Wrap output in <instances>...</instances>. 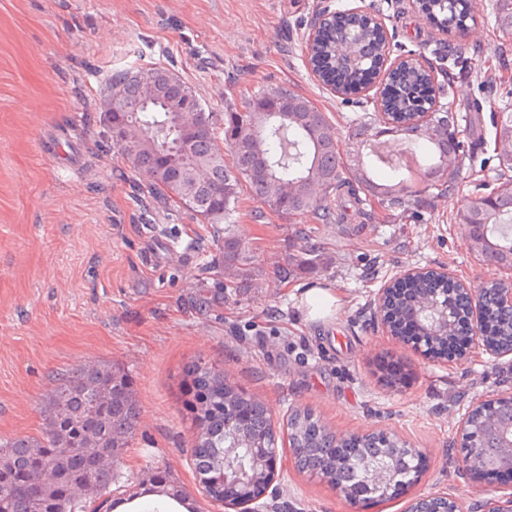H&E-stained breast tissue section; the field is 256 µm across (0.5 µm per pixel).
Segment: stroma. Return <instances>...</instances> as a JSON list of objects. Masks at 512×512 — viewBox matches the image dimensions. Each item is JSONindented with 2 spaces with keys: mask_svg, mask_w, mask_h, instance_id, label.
Returning <instances> with one entry per match:
<instances>
[{
  "mask_svg": "<svg viewBox=\"0 0 512 512\" xmlns=\"http://www.w3.org/2000/svg\"><path fill=\"white\" fill-rule=\"evenodd\" d=\"M360 4L384 19L393 54L441 64L448 111L477 113L460 137L482 139L484 185L463 173L449 190L373 208L357 223L312 225L306 240L287 218L255 217L242 194L231 231L265 284L236 288L217 230L143 194L113 148L107 79L164 68L220 115L258 87L285 86L325 112L342 140L373 106L331 92L305 45L316 14ZM491 4L478 0L476 22L446 42L412 0H0V438L40 435L62 375L110 364L131 379L141 408L120 457L129 492L159 467L198 512H225L201 492L180 391L186 364L206 362L266 405L278 435L298 408L337 434L391 432L421 449L419 482L370 512H406L413 498L443 492L478 512L498 484L463 474L459 421L512 391V356L495 360L477 346L460 359L416 356L382 325L376 294L409 268L512 283V271L470 251L455 220L494 187L492 121L512 110V35L496 28ZM313 244L317 264L279 281ZM315 285L339 299L322 319L305 302ZM278 473L262 512H352L336 489L298 471L289 447Z\"/></svg>",
  "mask_w": 512,
  "mask_h": 512,
  "instance_id": "1",
  "label": "stroma"
}]
</instances>
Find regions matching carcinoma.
<instances>
[{"label": "carcinoma", "instance_id": "carcinoma-1", "mask_svg": "<svg viewBox=\"0 0 512 512\" xmlns=\"http://www.w3.org/2000/svg\"><path fill=\"white\" fill-rule=\"evenodd\" d=\"M443 31L456 30L475 19L477 0H416ZM496 27L512 34V0H494ZM339 25L375 50L381 43L377 26L354 18ZM310 63L324 82L354 91L371 81V63L360 69L340 62L336 34L323 33L312 47ZM171 72L162 68L122 69L107 86L114 90L112 106L122 118L125 137L112 142L146 192L177 202L180 183L195 193L197 204L185 208L203 224L233 223L243 190L272 212L288 217L311 216L321 224H348L364 213L366 199L381 206L402 204L417 193L445 187L466 159L457 118L434 112L418 120L421 103L435 93L427 71L408 61L392 74L382 90L390 124L380 127L361 120L341 147L325 113L288 88L262 89L242 109L224 113V123L206 112L209 127L198 128V113L181 109L179 90L169 85ZM229 143L232 163L215 146L218 130ZM395 137L405 150L384 156L379 139ZM498 186L467 202L457 212L469 233L471 251L496 264L512 262V120L495 126ZM224 267L235 272L239 288H258L259 270L246 246L224 231ZM311 255L292 258L278 271L282 279L306 264ZM493 342L512 344V317L503 309L483 308ZM182 389L194 424L192 462L199 482L210 477L214 460L224 452V440L269 446L271 417L260 401L231 383L224 370L195 362L188 366ZM45 428L38 436L0 439V512H100L113 508L112 487L121 483L119 460L134 434L140 406L128 376L105 364L71 369L56 386L43 410ZM288 444L302 449L298 465L322 475L329 460L314 466L315 449L327 448L336 435L308 410L294 409L287 419ZM343 451L377 457L391 452L398 458L405 483L422 472V455L393 434L380 432L364 440L341 444ZM143 492L185 502L188 497L170 475L155 469L142 479Z\"/></svg>", "mask_w": 512, "mask_h": 512}]
</instances>
